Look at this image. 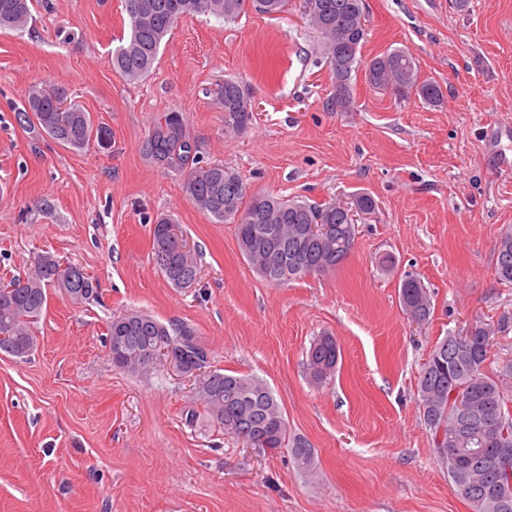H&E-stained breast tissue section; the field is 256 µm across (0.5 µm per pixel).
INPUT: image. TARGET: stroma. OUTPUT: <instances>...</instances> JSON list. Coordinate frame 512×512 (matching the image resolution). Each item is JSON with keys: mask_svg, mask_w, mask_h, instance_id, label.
I'll return each mask as SVG.
<instances>
[{"mask_svg": "<svg viewBox=\"0 0 512 512\" xmlns=\"http://www.w3.org/2000/svg\"><path fill=\"white\" fill-rule=\"evenodd\" d=\"M367 4L363 57L409 50L441 105L373 91L359 72L353 109H333L301 0L233 23L185 16L135 82L112 68L125 0H43L27 28L0 30V282L26 279L48 251L100 288L84 305L51 291L33 352L0 354V512H470L420 420L417 377L438 340L512 317V288L494 275L512 225V0ZM227 79L255 105L237 133L214 97ZM35 85L66 88L90 113L89 149L20 125ZM170 110L183 112L203 162L233 168L248 193L372 195L378 209L359 221L348 258L262 280L233 225L187 200L180 173L144 160L154 118ZM164 214L199 255L192 287H171L153 260ZM407 274L433 296L427 322L402 309ZM127 309L194 327L212 368L263 379L289 435L313 446L314 475L288 449L187 424L194 380L169 363L114 367L107 324ZM325 333L341 358L316 384L306 356Z\"/></svg>", "mask_w": 512, "mask_h": 512, "instance_id": "obj_1", "label": "stroma"}]
</instances>
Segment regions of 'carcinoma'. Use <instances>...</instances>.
<instances>
[{
    "mask_svg": "<svg viewBox=\"0 0 512 512\" xmlns=\"http://www.w3.org/2000/svg\"><path fill=\"white\" fill-rule=\"evenodd\" d=\"M130 19L126 41L112 54V69L129 81L149 74L163 39L178 20L186 15L207 13L226 21L237 19L247 8L259 13L278 14L288 0H180L183 8L172 17L166 4L172 0H125ZM307 25L319 38L320 49L329 61L335 80L334 106L349 111L352 72L364 67V79L377 90H389L406 99L417 96L425 103H442L440 85L420 77L413 55L394 49L364 63L361 49L365 37L351 31L352 19L366 13L365 0H304ZM34 0H0V30H21L32 19ZM65 92L33 88L24 100L20 123L38 134H46L62 146L83 150L94 140V124L89 113L74 102L54 103L52 95ZM216 96L224 107V127L246 129L254 113L247 110L250 98L242 86L226 79ZM141 153L149 163L182 173L185 196L218 224H235L241 254L264 280L279 285L315 273L334 271L350 255L356 232L345 220L338 202L310 203L247 193L239 175L222 164L202 163L195 141L187 130L183 113L159 114L142 142ZM240 222H235V216ZM312 224H328L323 238L309 235ZM177 227L173 219H159L153 229V259L166 280L175 288H189L200 273L197 254L181 250L184 240L169 234ZM495 274L505 286H512V226L500 235L494 253ZM54 287L73 304L88 303L97 297L96 280L81 268H61L57 258L44 253L38 257L34 274L26 281L0 283V353L26 357L35 348L33 327L48 305V290ZM402 307L417 321L429 320L433 300L421 280L407 275L401 281ZM477 321L460 336H447L437 343L422 365L417 382L419 416L430 433L432 448H458L461 464L448 479L467 501L470 512H502L499 503L488 498L485 482L490 475L475 473L467 450L481 447L488 437L507 430L504 445L512 448V395L507 381L512 380V359L491 364L490 350L496 335L508 325ZM106 343L112 364L131 371L152 368V352L174 344L183 364L193 371L195 402L185 421H199L232 434L250 448L264 451L290 448L293 459L304 471L315 467V452L301 438L288 439L284 411L268 385L255 376L227 374L210 369V354L188 325L168 326L135 310L112 316ZM341 355L336 338L325 333L311 344L307 371L319 384L332 376ZM461 388L472 392L471 412L461 414L453 392Z\"/></svg>",
    "mask_w": 512,
    "mask_h": 512,
    "instance_id": "1",
    "label": "carcinoma"
}]
</instances>
